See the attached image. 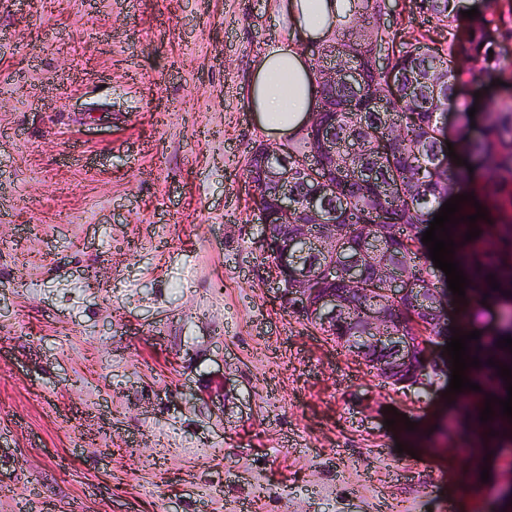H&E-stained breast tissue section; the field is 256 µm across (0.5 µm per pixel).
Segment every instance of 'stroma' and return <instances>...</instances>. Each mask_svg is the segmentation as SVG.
Returning <instances> with one entry per match:
<instances>
[{"label":"stroma","instance_id":"stroma-1","mask_svg":"<svg viewBox=\"0 0 512 512\" xmlns=\"http://www.w3.org/2000/svg\"><path fill=\"white\" fill-rule=\"evenodd\" d=\"M287 37L283 0H0V512H500L512 453L458 452L512 433L472 430L500 376L382 384L276 297L245 87ZM511 91L460 88L454 151Z\"/></svg>","mask_w":512,"mask_h":512}]
</instances>
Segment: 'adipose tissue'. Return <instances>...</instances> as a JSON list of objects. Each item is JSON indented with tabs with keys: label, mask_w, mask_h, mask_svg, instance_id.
I'll return each instance as SVG.
<instances>
[{
	"label": "adipose tissue",
	"mask_w": 512,
	"mask_h": 512,
	"mask_svg": "<svg viewBox=\"0 0 512 512\" xmlns=\"http://www.w3.org/2000/svg\"><path fill=\"white\" fill-rule=\"evenodd\" d=\"M357 0H286L288 38L260 55L248 83L246 105L253 119L285 140L305 128L317 86L303 44L334 38L356 11Z\"/></svg>",
	"instance_id": "1"
}]
</instances>
